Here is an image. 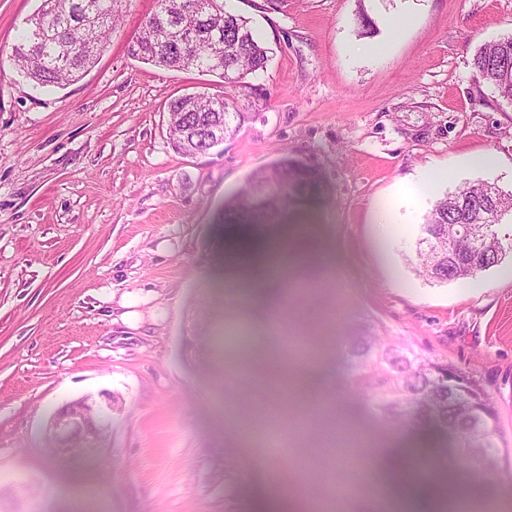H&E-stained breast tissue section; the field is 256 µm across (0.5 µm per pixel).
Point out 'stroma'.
<instances>
[{"instance_id": "35a3bbf8", "label": "stroma", "mask_w": 512, "mask_h": 512, "mask_svg": "<svg viewBox=\"0 0 512 512\" xmlns=\"http://www.w3.org/2000/svg\"><path fill=\"white\" fill-rule=\"evenodd\" d=\"M39 5L0 0V512H262L285 483L308 512H384L388 479L435 462L456 467L473 512H512V257L470 290L419 276L415 253L436 196L512 191V104L471 66L512 35V0H224L270 60L231 91L239 129L193 156L173 147L165 106L223 84L131 56L156 0H132L64 87L10 62ZM285 154L318 171L325 199L293 200L262 236L224 223L225 198ZM266 241L304 256L310 299L286 302L293 271L268 265ZM363 321L483 385L505 442L493 480L452 437L384 425L355 394L341 339ZM231 326L246 349L318 348L295 406L336 395L360 433L346 501L268 454L273 392L214 353ZM84 397L106 423L58 453L47 423Z\"/></svg>"}]
</instances>
